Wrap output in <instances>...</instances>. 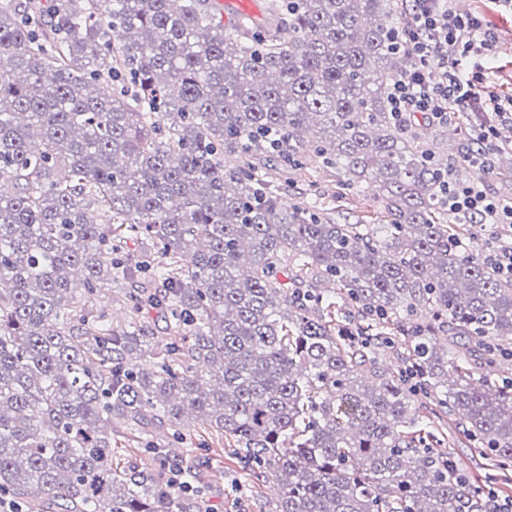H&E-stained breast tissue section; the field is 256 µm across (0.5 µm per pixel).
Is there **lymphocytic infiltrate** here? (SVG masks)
Returning <instances> with one entry per match:
<instances>
[{
  "label": "lymphocytic infiltrate",
  "mask_w": 512,
  "mask_h": 512,
  "mask_svg": "<svg viewBox=\"0 0 512 512\" xmlns=\"http://www.w3.org/2000/svg\"><path fill=\"white\" fill-rule=\"evenodd\" d=\"M402 40L419 60L420 71L391 86V105L400 116L449 121L461 113L512 117V97L501 96L485 73L470 61L491 52L496 35L479 17L457 13L453 0H412ZM494 127L478 121L468 137L467 159L480 174L491 170ZM454 183L448 208L465 224H500L512 228V197L487 193L479 179Z\"/></svg>",
  "instance_id": "f902f5d3"
}]
</instances>
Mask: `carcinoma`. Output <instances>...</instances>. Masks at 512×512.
Here are the masks:
<instances>
[{
	"label": "carcinoma",
	"mask_w": 512,
	"mask_h": 512,
	"mask_svg": "<svg viewBox=\"0 0 512 512\" xmlns=\"http://www.w3.org/2000/svg\"><path fill=\"white\" fill-rule=\"evenodd\" d=\"M400 10L0 0V504L184 512L201 488L115 466L112 437L167 472L193 414L277 512H489L427 419L512 467V280L451 223L450 124L391 114ZM311 159L374 186L382 223L261 175ZM141 281L113 322L99 294ZM154 309L178 340L150 341ZM224 2V21L227 17L247 14L260 18L267 0H222Z\"/></svg>",
	"instance_id": "carcinoma-1"
}]
</instances>
